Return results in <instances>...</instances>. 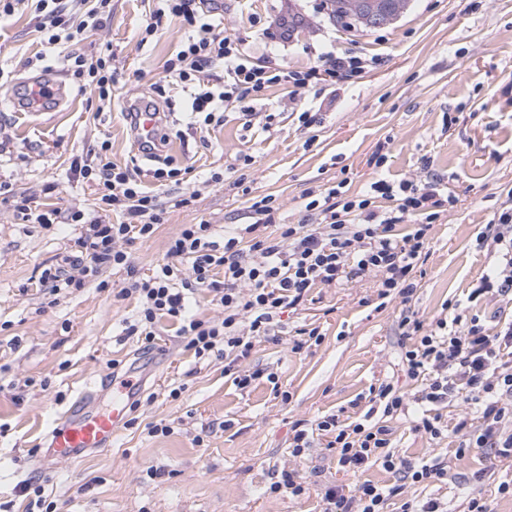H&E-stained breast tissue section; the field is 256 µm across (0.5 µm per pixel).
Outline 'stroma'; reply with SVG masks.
I'll use <instances>...</instances> for the list:
<instances>
[{"instance_id":"35a3bbf8","label":"stroma","mask_w":512,"mask_h":512,"mask_svg":"<svg viewBox=\"0 0 512 512\" xmlns=\"http://www.w3.org/2000/svg\"><path fill=\"white\" fill-rule=\"evenodd\" d=\"M319 3L224 0V32L272 67L301 71L323 52L375 56L378 65L350 81L309 87L298 98L290 85L272 86L253 101V114L228 108L223 124L205 131L191 127L186 94L167 87L158 100L167 153L186 176L182 184L159 187L165 221L132 246L134 262L141 275L152 274L182 225L206 220L223 234L246 223L254 197L272 196L279 222L295 224L304 215L306 189L345 178L356 194L381 171L398 180L431 172L458 197L433 228L411 302L433 320L445 302L466 300L495 260L476 236L512 190V0H412L397 21L371 30L337 27ZM111 8L105 28L73 45L43 47L27 12L0 24V196H32L64 215L87 212L95 189L68 179L73 156L106 140L114 163L134 157L122 112L154 94L181 32L174 24L141 42L148 0H112ZM289 15L301 24L284 47L273 48L266 31ZM106 45L118 76L112 106L100 112L68 76V57ZM50 67L65 73L70 89L60 109L41 114L8 105L24 80ZM304 111L317 122L302 125ZM270 112L276 118L268 127ZM380 149L387 162L379 171L371 158ZM186 192L194 193L193 205L176 206ZM80 232L77 224L23 222L0 203V512H26L16 487L31 476L59 512H319L326 484L348 490L363 477L391 482L375 467L360 477L339 471L322 436L305 457L288 455L294 423L338 412L358 419L370 407V389L391 379L415 390L398 357L403 306L377 308L374 278L313 290L286 316L287 336L257 343L245 363L274 374L275 382L265 376L243 390L225 375L223 359H195L172 332H162L150 350L127 335L137 315L134 300H115L92 282L45 294L43 270L75 252ZM309 325L320 327L322 343L294 349L292 331ZM131 373L145 379L134 425L121 426L111 447L80 461L39 463L36 451L45 448L55 416L88 387L98 404H110L113 381ZM174 388L182 391L176 400L169 396ZM160 421L171 434L148 433V424ZM389 425L398 455L415 462L434 454L463 475L487 471L483 492L493 512H512V498L497 492L498 480L512 476V463L475 452L456 457L453 430L431 440L412 430L410 417ZM289 466L304 477L306 494H268ZM151 467L163 478H148Z\"/></svg>"}]
</instances>
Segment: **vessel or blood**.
<instances>
[{
	"label": "vessel or blood",
	"mask_w": 512,
	"mask_h": 512,
	"mask_svg": "<svg viewBox=\"0 0 512 512\" xmlns=\"http://www.w3.org/2000/svg\"><path fill=\"white\" fill-rule=\"evenodd\" d=\"M28 87L42 93V101L47 111H55L66 100L68 88L54 72L39 73L29 78ZM139 392L138 384L125 381L118 393L113 396L108 409L101 410L92 403V392L80 394L77 400L51 423L48 431L46 460H66L82 458L94 448H108L118 428L124 423L126 412Z\"/></svg>",
	"instance_id": "vessel-or-blood-1"
}]
</instances>
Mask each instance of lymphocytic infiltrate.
I'll list each match as a JSON object with an SVG mask.
<instances>
[{
  "label": "lymphocytic infiltrate",
  "mask_w": 512,
  "mask_h": 512,
  "mask_svg": "<svg viewBox=\"0 0 512 512\" xmlns=\"http://www.w3.org/2000/svg\"><path fill=\"white\" fill-rule=\"evenodd\" d=\"M111 0H0V18L18 7L33 14L47 45L73 41L87 31L102 29L112 17ZM145 27L154 35L171 22L187 28L164 67L163 81L187 91L193 119L203 125H221L231 106L244 107L273 85L292 84L295 94L311 85L336 83L360 76L377 65L374 57L321 53L304 71L273 68L253 61L240 38L225 34L213 9L215 0H153ZM221 69L217 83L207 82ZM71 69L82 90L100 103L112 100L115 76L112 57L76 55ZM110 142L98 153L74 158L72 179L94 184L97 208L75 211L72 223L81 225L77 254L67 266L50 267L41 285L50 294L81 288L98 281L107 269L124 271L125 285L116 299L138 302V315L129 331L153 347L161 321H169L185 340L186 350L202 359L211 353L224 356V371L245 389L260 378V371L244 369L256 343L275 341L284 331L282 316L297 309L315 288L334 287L355 277L374 276L381 304H403L401 363L418 389L407 393L389 382L380 385L373 401L382 417L371 415L347 423L339 415L322 417L317 431L327 437V450L338 468L357 473L379 467L395 477L394 483L366 480L345 490L327 487L320 512H385L399 500L398 512H441L437 498H412L409 487L448 481V463L431 457L419 463L400 458L392 449L388 419L408 414L411 405L423 406L413 422L415 431L429 438L442 435L441 414L433 405L458 403L477 406L480 417H461L457 456L481 451L512 459V321L490 330L478 315L454 312L425 322L409 304L417 292V272L428 256L430 235L442 213L457 198L442 178L429 175L421 182L385 179L373 181L362 194L350 193L347 179L304 194V216L298 224H278L272 197L254 201L250 221L216 240L212 224H186L172 236L162 263L151 276L141 277L131 246L150 238L164 220L166 209L157 194L147 191L136 167L111 161ZM480 246L493 248L497 261L481 277L471 300L485 295L512 297V204L503 207L478 235ZM211 295L223 318L203 319L191 311L195 295Z\"/></svg>",
  "instance_id": "1"
}]
</instances>
